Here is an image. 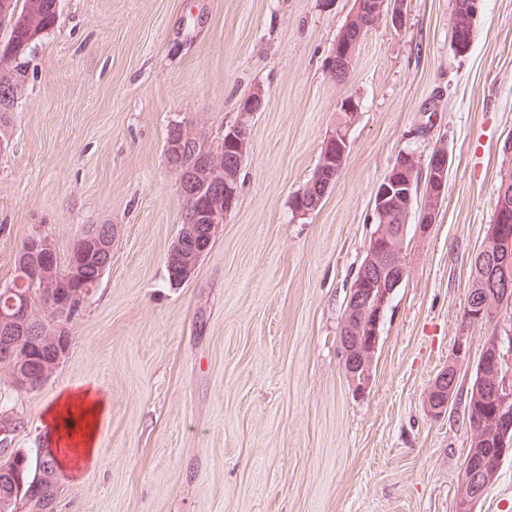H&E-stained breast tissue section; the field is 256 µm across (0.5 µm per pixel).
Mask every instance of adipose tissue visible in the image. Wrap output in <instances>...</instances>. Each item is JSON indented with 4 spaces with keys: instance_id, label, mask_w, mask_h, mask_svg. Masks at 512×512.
Instances as JSON below:
<instances>
[{
    "instance_id": "ef3b65f1",
    "label": "adipose tissue",
    "mask_w": 512,
    "mask_h": 512,
    "mask_svg": "<svg viewBox=\"0 0 512 512\" xmlns=\"http://www.w3.org/2000/svg\"><path fill=\"white\" fill-rule=\"evenodd\" d=\"M105 412V397L90 387L62 392L48 406L44 421L51 433L50 451L60 467L70 468L75 461L87 463L95 458Z\"/></svg>"
}]
</instances>
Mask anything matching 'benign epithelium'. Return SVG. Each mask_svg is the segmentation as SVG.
<instances>
[{"label": "benign epithelium", "instance_id": "benign-epithelium-1", "mask_svg": "<svg viewBox=\"0 0 512 512\" xmlns=\"http://www.w3.org/2000/svg\"><path fill=\"white\" fill-rule=\"evenodd\" d=\"M482 0H455L451 20V35L457 54L466 53L472 43L474 28L471 15L478 14ZM399 27L404 21L403 0H354L342 31L356 32L353 42L338 38L330 57V74L347 79L356 61L357 46L362 41L366 29L382 21ZM265 106V94L260 88L251 93L247 104L240 108L236 123L229 127L227 139L234 146L235 156L228 160L224 154L210 147V140L195 130L189 123L175 124L176 132L182 140L191 144L196 161L190 182L193 187H210L206 196L204 211L206 230L197 243L185 247L183 239H177L173 246L182 276L190 278L199 261L207 254L224 220L238 201V176L248 155L251 141V119ZM328 162L335 164V175L322 179V171H317L314 182L326 195L340 174L349 148L348 131H332L324 140ZM420 167L418 158L410 152H401L376 186L372 205L375 215L383 220L378 232L369 241L366 256L356 281L348 293V308L343 317L339 342L345 352V370L358 392L367 389L371 377L375 355L380 340V326L389 299L405 277L403 253L407 223L391 224L392 217L404 214L411 216L412 207H417L419 230L424 233L435 223L444 202L448 174V155L444 151L435 152L428 163V189L413 195L414 174ZM117 233V226L101 231L95 227L85 229L77 238V246L83 261L93 260L94 266L106 271L111 264V256L106 241ZM45 258L55 254L53 237L42 227L36 226L28 234L19 251L18 260L33 281L41 282L47 289V301L66 296L74 307L81 308L91 293L88 288H76L73 280H62L56 275V267L45 262L31 263L35 255ZM473 266L490 271L485 278V293L467 296L459 332L448 365L438 372L428 387L425 396V409L432 418L446 415L448 408L457 400L456 380L458 362L470 350L469 331L472 327L486 322H499L512 314V204L501 201L494 210L493 221L488 230L484 246L474 255ZM0 328L9 345L0 349V364L12 368L11 382L15 389L28 391L39 388L50 379L54 367L61 358L44 364L41 375L34 377L22 368V355L15 348V336L26 333L35 336L42 344L58 345L57 333L34 334L33 315L27 305L15 306L0 311ZM478 379L469 389L467 400L473 406L481 407L491 403L493 414L484 416L478 412L468 420L470 442L473 452L463 467L457 492L459 512H473L474 505L493 484L498 475V462L512 451V354L505 351L499 338L489 337L484 343L478 358ZM494 436L499 441L496 455L484 451L485 440Z\"/></svg>", "mask_w": 512, "mask_h": 512}]
</instances>
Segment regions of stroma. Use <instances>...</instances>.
Returning <instances> with one entry per match:
<instances>
[{
    "instance_id": "1",
    "label": "stroma",
    "mask_w": 512,
    "mask_h": 512,
    "mask_svg": "<svg viewBox=\"0 0 512 512\" xmlns=\"http://www.w3.org/2000/svg\"><path fill=\"white\" fill-rule=\"evenodd\" d=\"M353 0H60L27 56L0 156V285L33 226L67 253L113 224L112 263L69 324L41 389L0 371L15 456L49 446L43 414L93 386L108 409L96 458L56 471V512H456L469 444L462 405L424 409L448 363L512 137V0H483L466 54L454 0H404L363 39L349 79L327 70ZM239 199L193 276L165 257L183 202L165 157L173 122L222 137L253 88ZM355 98L343 169L295 216L323 141ZM448 154L445 202L408 226L406 275L369 388L354 391L339 328L376 229L372 198L403 151Z\"/></svg>"
}]
</instances>
